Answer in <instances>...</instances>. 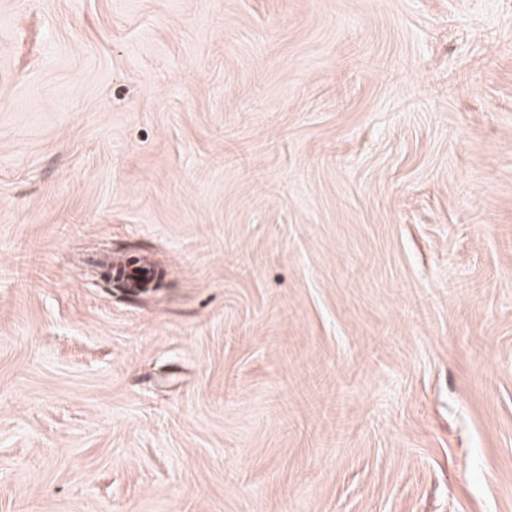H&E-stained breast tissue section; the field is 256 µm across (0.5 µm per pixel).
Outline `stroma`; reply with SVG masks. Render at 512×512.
Returning <instances> with one entry per match:
<instances>
[{
    "label": "stroma",
    "mask_w": 512,
    "mask_h": 512,
    "mask_svg": "<svg viewBox=\"0 0 512 512\" xmlns=\"http://www.w3.org/2000/svg\"><path fill=\"white\" fill-rule=\"evenodd\" d=\"M0 512H512V0H0ZM101 277L107 282L116 283H133L136 287L146 288H159L162 284V276H149V277H134L133 275L126 274L124 271H116L112 274V269H108L101 274Z\"/></svg>",
    "instance_id": "obj_1"
}]
</instances>
